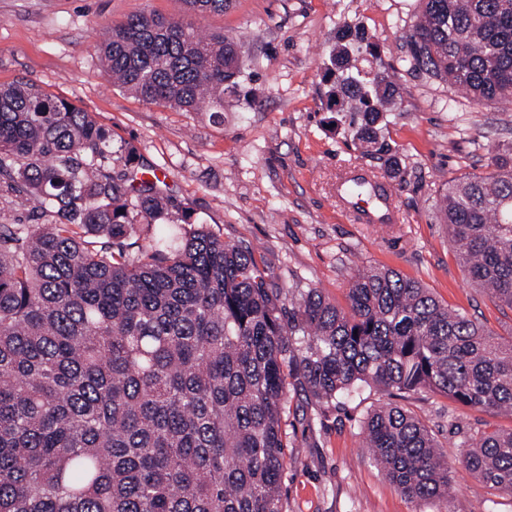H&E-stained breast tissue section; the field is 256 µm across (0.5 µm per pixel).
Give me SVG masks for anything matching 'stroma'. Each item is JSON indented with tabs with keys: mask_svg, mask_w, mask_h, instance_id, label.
<instances>
[{
	"mask_svg": "<svg viewBox=\"0 0 512 512\" xmlns=\"http://www.w3.org/2000/svg\"><path fill=\"white\" fill-rule=\"evenodd\" d=\"M420 9V0H233L227 11L194 15L183 0H0V85L32 82L91 112L113 149L133 145L175 203L224 241L253 249L289 300L316 288L344 308L355 270L392 268L507 342L512 309L470 284L438 204L450 182L512 159V100L480 102L412 70L405 35ZM142 12L241 44L246 78L225 94L223 118L113 86L96 46ZM358 22L401 98L384 115L381 153L324 105V49ZM351 170L390 182L402 223L359 224L338 207L336 183ZM287 382L284 512H438L385 481L365 446L368 414L389 400L416 413L447 458L452 512H512V495L461 464L465 438L511 429L512 417L433 391L393 398L364 388L323 408L296 374Z\"/></svg>",
	"mask_w": 512,
	"mask_h": 512,
	"instance_id": "35a3bbf8",
	"label": "stroma"
}]
</instances>
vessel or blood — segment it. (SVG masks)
Here are the masks:
<instances>
[{
  "instance_id": "obj_1",
  "label": "vessel or blood",
  "mask_w": 512,
  "mask_h": 512,
  "mask_svg": "<svg viewBox=\"0 0 512 512\" xmlns=\"http://www.w3.org/2000/svg\"><path fill=\"white\" fill-rule=\"evenodd\" d=\"M336 198L344 209L361 216L365 223L396 224L402 220L388 186L376 180L366 181L362 173L354 172L341 180Z\"/></svg>"
}]
</instances>
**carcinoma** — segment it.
<instances>
[{
  "label": "carcinoma",
  "mask_w": 512,
  "mask_h": 512,
  "mask_svg": "<svg viewBox=\"0 0 512 512\" xmlns=\"http://www.w3.org/2000/svg\"><path fill=\"white\" fill-rule=\"evenodd\" d=\"M183 2L205 15L232 0ZM421 2L413 67L477 100L511 94L512 0ZM351 49L370 70L350 66ZM99 52L142 100L218 117L242 77L232 38L156 14L128 17ZM380 65L354 25L325 68L328 111L375 146L397 99ZM140 172L112 158L92 113L0 85V187L52 217L0 223V512H283L292 362L325 407L367 386L512 414V341L378 268L351 279L348 309L308 288L285 323L253 250L187 215L148 236L172 204ZM439 213L468 278L512 308V167L448 186ZM365 444L408 499H448V460L409 410L370 411ZM464 445L467 470L512 492V429Z\"/></svg>",
  "instance_id": "cac0c4a2"
}]
</instances>
